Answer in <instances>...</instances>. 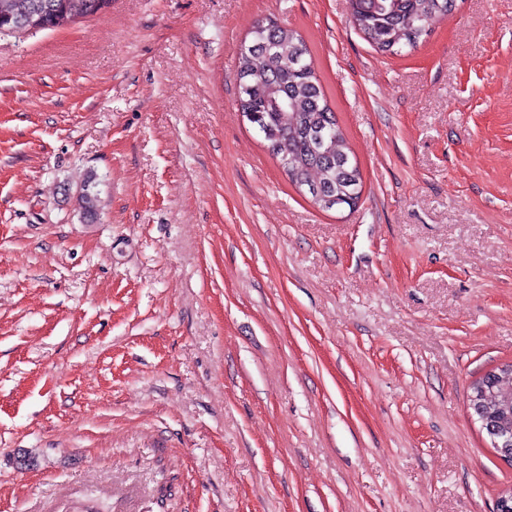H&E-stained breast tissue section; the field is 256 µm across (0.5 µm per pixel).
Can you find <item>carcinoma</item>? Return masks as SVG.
<instances>
[{
  "label": "carcinoma",
  "mask_w": 512,
  "mask_h": 512,
  "mask_svg": "<svg viewBox=\"0 0 512 512\" xmlns=\"http://www.w3.org/2000/svg\"><path fill=\"white\" fill-rule=\"evenodd\" d=\"M351 23L382 54L410 49L455 8V0H350ZM111 0H0V33L53 30L105 11ZM239 107L263 136L290 181L313 204L350 206L362 176L338 126L301 36L259 25L241 49L236 71Z\"/></svg>",
  "instance_id": "cac0c4a2"
}]
</instances>
